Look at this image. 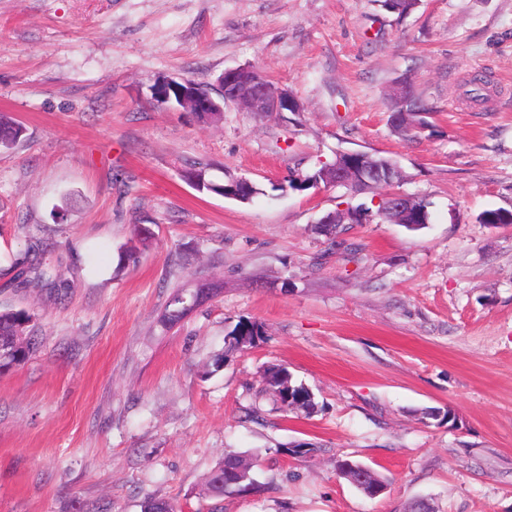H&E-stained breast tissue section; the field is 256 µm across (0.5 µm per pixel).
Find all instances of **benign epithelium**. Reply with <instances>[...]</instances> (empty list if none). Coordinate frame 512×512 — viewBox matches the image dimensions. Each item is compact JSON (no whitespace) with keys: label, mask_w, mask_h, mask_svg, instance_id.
<instances>
[{"label":"benign epithelium","mask_w":512,"mask_h":512,"mask_svg":"<svg viewBox=\"0 0 512 512\" xmlns=\"http://www.w3.org/2000/svg\"><path fill=\"white\" fill-rule=\"evenodd\" d=\"M222 93L225 102H234L250 112H285L289 108L296 112L302 111V106L288 90L259 78L249 66L224 71ZM182 103L188 112L223 111L212 99L193 91L183 96ZM333 170V177L327 181L329 186L339 185L350 178L366 185H381L385 182L396 185L401 179L398 166L382 165L374 156L365 152L337 154Z\"/></svg>","instance_id":"1"}]
</instances>
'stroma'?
<instances>
[{
	"label": "stroma",
	"mask_w": 512,
	"mask_h": 512,
	"mask_svg": "<svg viewBox=\"0 0 512 512\" xmlns=\"http://www.w3.org/2000/svg\"><path fill=\"white\" fill-rule=\"evenodd\" d=\"M241 66L302 112L205 124L153 99ZM404 81L432 108L412 138L387 109ZM0 112L25 129L0 151V307L40 342L0 373V512H512V224L482 221L512 212V0H0ZM352 151L396 160L429 224L332 238L323 216L379 192L279 191ZM198 161L257 195L196 190ZM211 282L162 327L176 289ZM242 320L265 335L228 351ZM273 365L313 413L280 408ZM228 453L260 491L204 496ZM342 456L386 492L340 478ZM263 380L266 388L271 390L272 394L282 407L288 409V400L290 398H297V396L300 395L303 397L304 404L297 409H302L307 413L314 410L316 403L314 401L313 394L304 384H298L294 381L291 373L286 367H270L267 369Z\"/></svg>",
	"instance_id": "1"
}]
</instances>
